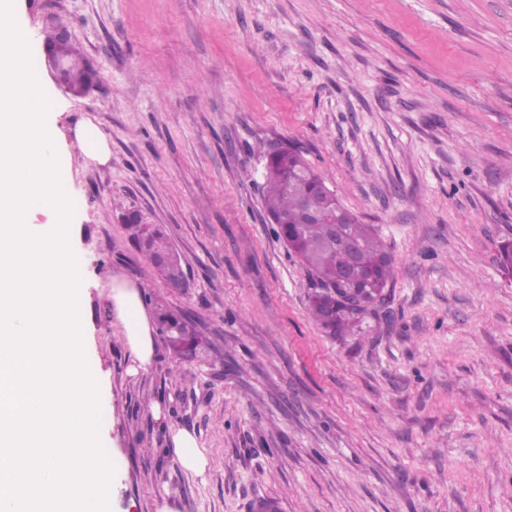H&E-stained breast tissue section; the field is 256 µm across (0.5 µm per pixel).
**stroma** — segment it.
<instances>
[{
    "instance_id": "35a3bbf8",
    "label": "stroma",
    "mask_w": 512,
    "mask_h": 512,
    "mask_svg": "<svg viewBox=\"0 0 512 512\" xmlns=\"http://www.w3.org/2000/svg\"><path fill=\"white\" fill-rule=\"evenodd\" d=\"M48 117L92 123L108 163L58 155L73 205L87 364L112 512H512V0H16ZM66 27L104 76L46 67ZM287 142L375 225L387 320L325 335L265 220L259 143ZM163 225L188 288L164 287L122 209ZM198 322L179 364L134 360L111 278ZM208 451L186 472L171 435Z\"/></svg>"
}]
</instances>
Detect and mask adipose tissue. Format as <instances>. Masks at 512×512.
I'll return each mask as SVG.
<instances>
[{
    "mask_svg": "<svg viewBox=\"0 0 512 512\" xmlns=\"http://www.w3.org/2000/svg\"><path fill=\"white\" fill-rule=\"evenodd\" d=\"M112 305L124 327V338L131 355L139 365H147L153 356V341L146 308L137 289L125 282H113Z\"/></svg>",
    "mask_w": 512,
    "mask_h": 512,
    "instance_id": "obj_1",
    "label": "adipose tissue"
}]
</instances>
